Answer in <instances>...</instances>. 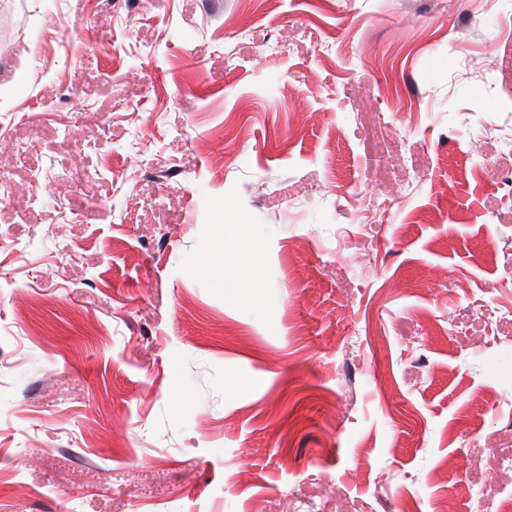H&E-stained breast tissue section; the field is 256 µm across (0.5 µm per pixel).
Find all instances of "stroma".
<instances>
[{"label":"stroma","mask_w":512,"mask_h":512,"mask_svg":"<svg viewBox=\"0 0 512 512\" xmlns=\"http://www.w3.org/2000/svg\"><path fill=\"white\" fill-rule=\"evenodd\" d=\"M511 174L512 0H0V512H496ZM262 261L257 243L245 224H239L232 233L224 238V268L229 273L241 269V266L256 270Z\"/></svg>","instance_id":"obj_1"}]
</instances>
